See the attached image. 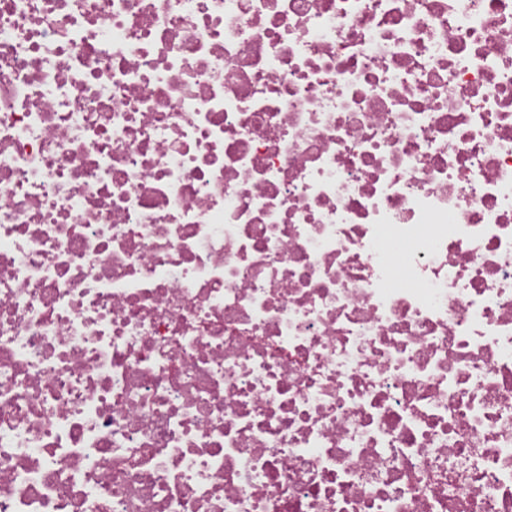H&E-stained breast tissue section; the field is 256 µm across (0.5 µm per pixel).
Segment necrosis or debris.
Here are the masks:
<instances>
[{"label":"necrosis or debris","instance_id":"necrosis-or-debris-1","mask_svg":"<svg viewBox=\"0 0 512 512\" xmlns=\"http://www.w3.org/2000/svg\"><path fill=\"white\" fill-rule=\"evenodd\" d=\"M0 512H512V0H0Z\"/></svg>","mask_w":512,"mask_h":512}]
</instances>
